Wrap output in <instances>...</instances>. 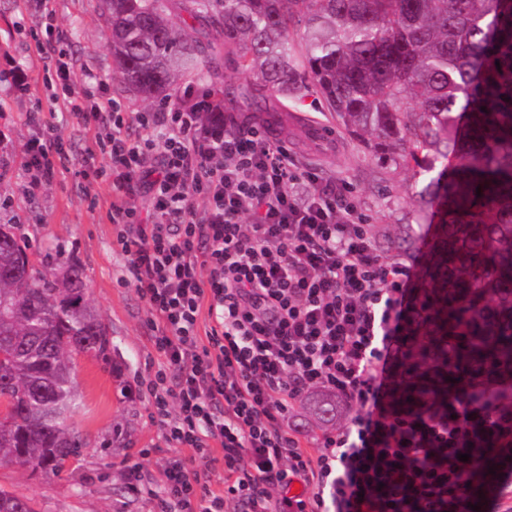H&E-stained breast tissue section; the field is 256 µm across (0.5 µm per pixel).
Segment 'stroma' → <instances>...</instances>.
Instances as JSON below:
<instances>
[{"mask_svg":"<svg viewBox=\"0 0 512 512\" xmlns=\"http://www.w3.org/2000/svg\"><path fill=\"white\" fill-rule=\"evenodd\" d=\"M53 7L49 21L35 0H0V224L18 225L32 260L61 251L78 261L87 301L106 325L112 351L107 362L87 354L75 358L80 404L73 422L87 442L81 455L70 460L58 478L0 467V488L30 499L35 512H156L151 493L159 489L165 467L174 459L190 458L192 451L171 447L141 390L161 357L151 341L148 306L126 285L127 261L113 243L112 179L101 172L102 157L86 158L93 130L74 122L63 126L62 143L70 163L53 182L36 183L37 172L28 166L27 146L36 130L26 115L47 106L39 54L46 26L51 23L69 32L65 51L103 79V102L120 103L131 112H156L188 88L217 95L226 89L239 121L261 129L266 122L247 109L251 77L229 67L221 83L185 78L162 96L142 101L116 77L99 0H54ZM17 73L24 76L28 90L13 96L7 89ZM274 105L287 112L284 126L272 137L288 148L299 167L349 187L372 230L415 225V245L423 247L439 219L437 205L420 195L427 176L390 158L378 160L366 142L325 110L316 93L289 104L278 99ZM143 448L151 449L150 458L139 459Z\"/></svg>","mask_w":512,"mask_h":512,"instance_id":"35a3bbf8","label":"stroma"}]
</instances>
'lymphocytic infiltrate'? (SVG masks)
Here are the masks:
<instances>
[{
    "instance_id": "1",
    "label": "lymphocytic infiltrate",
    "mask_w": 512,
    "mask_h": 512,
    "mask_svg": "<svg viewBox=\"0 0 512 512\" xmlns=\"http://www.w3.org/2000/svg\"><path fill=\"white\" fill-rule=\"evenodd\" d=\"M67 42L54 27L39 48L64 84L49 110L95 131L88 153L112 175L117 242L163 358L153 420L197 460L166 466L158 512H466L473 488L486 512H512L511 390L475 374L464 399L393 403L406 338L427 315L422 258L385 254L344 190L257 128L228 126L214 94L188 90L159 112L104 107L96 76L72 79ZM29 122V160L51 182L59 126L38 111ZM140 194L145 218L128 203ZM315 389L350 420L310 451L288 407ZM484 446L491 460L465 461Z\"/></svg>"
}]
</instances>
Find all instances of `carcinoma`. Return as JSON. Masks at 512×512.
Returning <instances> with one entry per match:
<instances>
[{
	"instance_id": "carcinoma-1",
	"label": "carcinoma",
	"mask_w": 512,
	"mask_h": 512,
	"mask_svg": "<svg viewBox=\"0 0 512 512\" xmlns=\"http://www.w3.org/2000/svg\"><path fill=\"white\" fill-rule=\"evenodd\" d=\"M100 2L117 77L144 101L182 77L218 82L225 50L255 78L254 112L312 88L382 158L428 175L454 156V173L424 188L441 206L418 288L429 318L407 337L395 403L446 401L480 368L512 378V0H180L204 36L174 27L168 0ZM414 235L389 231L384 245L406 251ZM85 290L73 259L38 267L0 224V467L59 477L84 447L71 359L111 355ZM312 413L335 421L336 399ZM0 512L33 508L0 489Z\"/></svg>"
}]
</instances>
